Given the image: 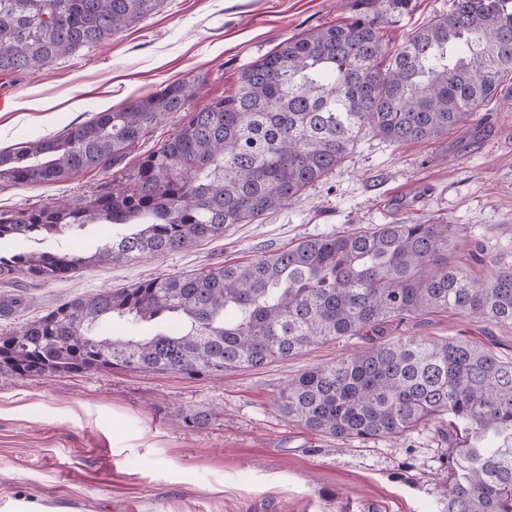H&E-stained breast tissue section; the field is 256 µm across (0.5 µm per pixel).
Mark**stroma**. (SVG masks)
<instances>
[{"label": "stroma", "instance_id": "35a3bbf8", "mask_svg": "<svg viewBox=\"0 0 512 512\" xmlns=\"http://www.w3.org/2000/svg\"><path fill=\"white\" fill-rule=\"evenodd\" d=\"M453 0H410L381 26L399 45L448 14ZM356 0H163L112 40L35 72L0 74L13 108L0 112V150L89 120L104 106L200 76L196 107L234 94L241 72L282 40L347 22ZM481 130L464 123L436 140L366 137L336 171L255 224L188 251L88 268L50 284L0 281V331L77 295L124 288L214 263H244L307 237L396 224L430 214L466 227L456 264L481 281L512 261V94L488 107ZM85 171L66 181L0 186V210L80 200L125 183ZM22 305H13V298ZM466 339L512 360V324L436 312L380 333L304 349L260 369L214 379L123 368L19 378L0 373V512H433L447 477L437 421L399 438L342 442L288 421L273 406L291 377L351 350L390 341ZM181 407L215 414L183 426Z\"/></svg>", "mask_w": 512, "mask_h": 512}]
</instances>
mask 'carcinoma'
<instances>
[{"label":"carcinoma","mask_w":512,"mask_h":512,"mask_svg":"<svg viewBox=\"0 0 512 512\" xmlns=\"http://www.w3.org/2000/svg\"><path fill=\"white\" fill-rule=\"evenodd\" d=\"M162 0H0V74L38 69L112 37ZM346 23L281 41L243 70L235 94L193 108L183 78L58 137L0 151V185L56 183L141 155L130 183L79 201L0 210V242L109 232L102 245L0 254V279L52 283L131 254L156 257L253 224L324 180L372 134L437 139L502 94L512 72V0L453 9L386 40L378 16L407 0H360ZM464 228L430 215L366 233L308 237L245 264H213L78 295L0 333V372L20 378L128 368L195 378L262 368L311 345L455 310L512 324V262L482 281L450 262ZM274 405L341 441L396 438L448 422V483L436 512H512V361L466 341L383 342L289 379ZM191 429L213 414L178 411Z\"/></svg>","instance_id":"obj_1"}]
</instances>
